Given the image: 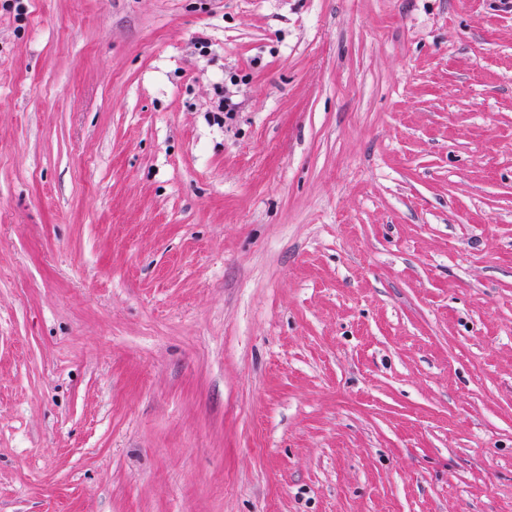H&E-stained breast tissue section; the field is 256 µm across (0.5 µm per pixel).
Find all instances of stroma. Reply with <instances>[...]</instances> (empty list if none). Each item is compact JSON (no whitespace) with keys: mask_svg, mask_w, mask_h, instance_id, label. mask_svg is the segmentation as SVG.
Instances as JSON below:
<instances>
[{"mask_svg":"<svg viewBox=\"0 0 512 512\" xmlns=\"http://www.w3.org/2000/svg\"><path fill=\"white\" fill-rule=\"evenodd\" d=\"M15 4L0 512H512V0Z\"/></svg>","mask_w":512,"mask_h":512,"instance_id":"35a3bbf8","label":"stroma"}]
</instances>
